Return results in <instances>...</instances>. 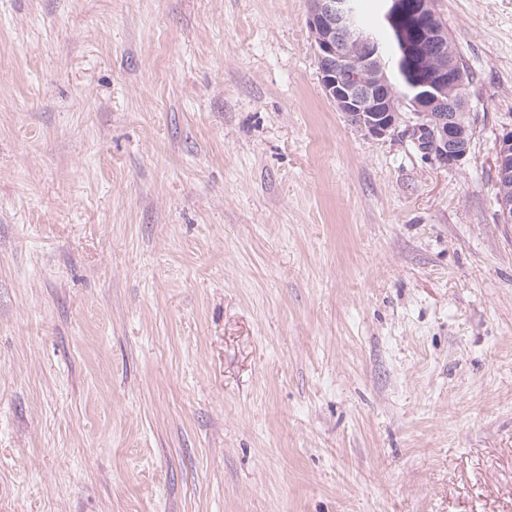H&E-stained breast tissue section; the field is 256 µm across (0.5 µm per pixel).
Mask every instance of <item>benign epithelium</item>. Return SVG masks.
I'll use <instances>...</instances> for the list:
<instances>
[{"instance_id":"7a95c632","label":"benign epithelium","mask_w":512,"mask_h":512,"mask_svg":"<svg viewBox=\"0 0 512 512\" xmlns=\"http://www.w3.org/2000/svg\"><path fill=\"white\" fill-rule=\"evenodd\" d=\"M384 20L399 45L393 64L383 42L362 24L357 0H310L307 24L325 96L371 138L398 132L408 115L407 131L432 163L458 164L468 154L472 127L464 120L465 74L447 30L429 0H387ZM392 67L404 77L402 92L387 75ZM496 165L499 222L512 224V193L506 189L512 179L511 129L498 139Z\"/></svg>"}]
</instances>
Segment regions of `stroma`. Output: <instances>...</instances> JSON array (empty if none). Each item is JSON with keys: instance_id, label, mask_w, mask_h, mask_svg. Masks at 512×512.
Wrapping results in <instances>:
<instances>
[{"instance_id": "obj_1", "label": "stroma", "mask_w": 512, "mask_h": 512, "mask_svg": "<svg viewBox=\"0 0 512 512\" xmlns=\"http://www.w3.org/2000/svg\"><path fill=\"white\" fill-rule=\"evenodd\" d=\"M309 0H0V512H512V0H435L443 168ZM496 165L499 176L497 183V204L501 224H512V193L506 184L512 180V130H506L499 137L496 148Z\"/></svg>"}]
</instances>
